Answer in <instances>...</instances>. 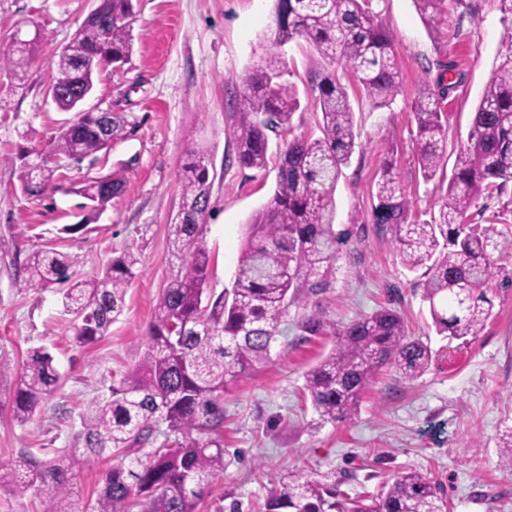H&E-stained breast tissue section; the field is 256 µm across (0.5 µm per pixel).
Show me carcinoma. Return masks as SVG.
Wrapping results in <instances>:
<instances>
[{
    "label": "carcinoma",
    "instance_id": "cac0c4a2",
    "mask_svg": "<svg viewBox=\"0 0 512 512\" xmlns=\"http://www.w3.org/2000/svg\"><path fill=\"white\" fill-rule=\"evenodd\" d=\"M275 51L243 78L233 137L242 168L266 169L269 136L291 132L301 97L285 79L278 48L303 39L332 65L353 71L364 95L378 108L389 106L400 81L393 40L373 0H274ZM429 28L440 24L448 0H413ZM133 0H100L72 41L58 54L49 90L55 105L75 112L35 164L21 158L24 192L40 195L60 180L63 167L108 148L106 136L119 135L123 118L112 112H83L95 79L122 62L131 48ZM505 50L476 106L468 145L460 151L437 216L422 224L408 221L411 202L393 167L377 182L372 220L392 234L403 265L425 269L422 299L436 329L455 339L480 335L492 314L487 282L494 251H512V239L497 238L470 222L479 201L512 181V18L505 24ZM38 41H23L0 52V64L23 69ZM463 81L453 63L437 83L452 90ZM320 109V136L293 137L279 153L272 198L248 224L246 246L238 258L232 288H208L205 245L211 181L210 156L192 144L179 177L178 210L170 224L172 255L181 262L163 288L148 326L147 348L137 367L109 393L93 399L80 416L75 440L83 448L45 470L24 459L7 475L15 494L38 495L46 477L43 512H81L63 505L70 476L86 459L106 456L92 512H197L205 487L224 474L222 404L226 385L268 360L278 327L290 308L301 312L297 327L305 336L327 335L330 352L304 375L303 389L322 422L357 415L365 389L390 365L402 378L422 374L431 358L427 344L408 335L403 317L384 308L336 324L316 310L309 295L325 291L334 275L337 246L333 191L356 147L353 112L346 87L331 71L310 77ZM416 124L415 162L425 181L436 179L445 162V122L437 95L423 90L410 105ZM126 191L120 179H93L77 189L100 211ZM69 254L38 249L27 261L26 287L42 290L70 283L66 312L81 319L79 347L96 343L120 316L138 259L127 251L91 278L75 279ZM59 379L54 357L33 351L16 370L13 416L28 422ZM166 431H160V425ZM162 433L160 446L136 451ZM265 512H448L444 489L417 470L397 475L388 489L361 500L336 499V487L299 473L288 477L264 505Z\"/></svg>",
    "mask_w": 512,
    "mask_h": 512
}]
</instances>
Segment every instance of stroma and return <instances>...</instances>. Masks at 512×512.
<instances>
[{
	"label": "stroma",
	"instance_id": "1",
	"mask_svg": "<svg viewBox=\"0 0 512 512\" xmlns=\"http://www.w3.org/2000/svg\"><path fill=\"white\" fill-rule=\"evenodd\" d=\"M99 0H0V49L14 31L41 34L33 62L0 68V464L19 457L40 463L65 457L75 446L79 414L139 363L147 327L179 262L169 251L171 221L180 197L186 148L196 142L211 154L214 180L206 216L209 288L231 287L246 224L271 198L277 169L233 163L236 101L242 78L272 49L273 0H135L132 52L100 77L89 105L119 112L125 126L96 157L71 165L60 186L39 196L24 193L20 158L43 152L69 120L48 88L56 54ZM390 32L401 79L390 107L362 95L349 69L336 73L353 104L355 152L333 193L335 230L347 233L333 283L318 298L327 318L346 323L388 307L399 311L409 336L432 357L420 377L380 372L364 392L357 416L320 423L302 386L306 371L333 342L304 337L289 310L270 362L255 365L224 391L223 476L206 490L198 512H258L288 473L307 470L335 484L340 496L380 494L402 471L417 469L446 490L450 512H512V472L499 464L503 435L512 432V254H494L487 295L493 310L480 336L451 340L438 334L422 300V271H408L392 235L372 221L377 181L393 163L412 201L410 220L430 221L443 189L424 182L414 161L415 95L435 88L441 65L456 62L463 83L441 107L448 118L446 168L466 145L472 115L493 76L502 49L500 0H450L434 29L413 0H373ZM289 81L305 91L325 65L306 41L282 49ZM121 179L125 193L97 213L84 209L80 182ZM475 220L512 233V182L482 199ZM36 249L75 257L74 274L96 275L126 250L138 258L123 313L86 350L73 338L79 325L62 306V285L34 290L24 265ZM55 358L60 379L24 424L12 415L14 370L31 351Z\"/></svg>",
	"mask_w": 512,
	"mask_h": 512
}]
</instances>
